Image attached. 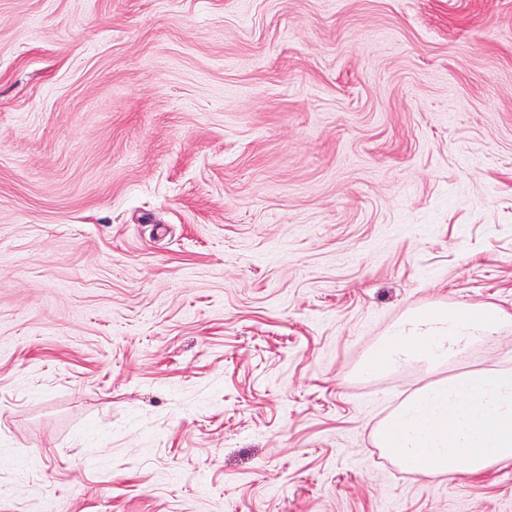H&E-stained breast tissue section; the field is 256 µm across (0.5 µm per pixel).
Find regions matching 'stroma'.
<instances>
[{
	"label": "stroma",
	"instance_id": "35a3bbf8",
	"mask_svg": "<svg viewBox=\"0 0 512 512\" xmlns=\"http://www.w3.org/2000/svg\"><path fill=\"white\" fill-rule=\"evenodd\" d=\"M476 303L512 0H0V512H512L375 440L380 340Z\"/></svg>",
	"mask_w": 512,
	"mask_h": 512
}]
</instances>
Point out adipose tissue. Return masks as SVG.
I'll use <instances>...</instances> for the list:
<instances>
[{"mask_svg": "<svg viewBox=\"0 0 512 512\" xmlns=\"http://www.w3.org/2000/svg\"><path fill=\"white\" fill-rule=\"evenodd\" d=\"M512 316L496 305H434L410 311L382 339L368 370L422 365L437 370L475 343L501 335Z\"/></svg>", "mask_w": 512, "mask_h": 512, "instance_id": "obj_1", "label": "adipose tissue"}]
</instances>
